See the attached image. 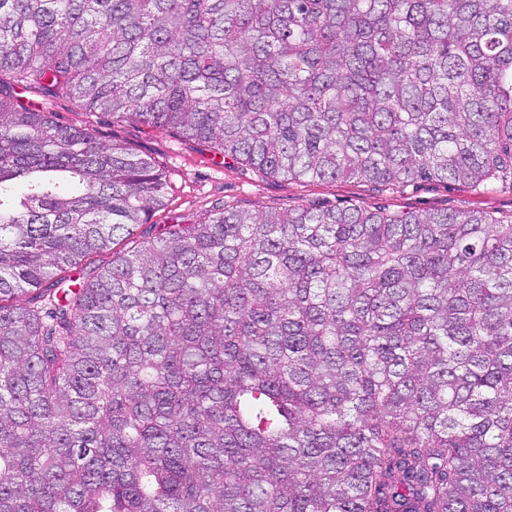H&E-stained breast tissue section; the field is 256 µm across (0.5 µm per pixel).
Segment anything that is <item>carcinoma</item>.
Returning <instances> with one entry per match:
<instances>
[{"mask_svg": "<svg viewBox=\"0 0 512 512\" xmlns=\"http://www.w3.org/2000/svg\"><path fill=\"white\" fill-rule=\"evenodd\" d=\"M21 89L262 177L479 186L512 0H0V512H512V215L137 240L163 172Z\"/></svg>", "mask_w": 512, "mask_h": 512, "instance_id": "obj_1", "label": "carcinoma"}]
</instances>
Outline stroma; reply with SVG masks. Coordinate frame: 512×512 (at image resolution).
<instances>
[{"label":"stroma","mask_w":512,"mask_h":512,"mask_svg":"<svg viewBox=\"0 0 512 512\" xmlns=\"http://www.w3.org/2000/svg\"><path fill=\"white\" fill-rule=\"evenodd\" d=\"M49 109L60 124L89 129L106 144L126 143L162 170L167 180L166 204L144 226L151 235L162 224L201 221L213 206L223 203L249 210L325 203L367 209L478 210L497 217L512 215V184L507 182L475 188L419 181L393 191H381L367 183L262 178L248 167L214 154L207 144L186 140L171 131L133 122L115 123L65 98L51 102Z\"/></svg>","instance_id":"obj_1"}]
</instances>
